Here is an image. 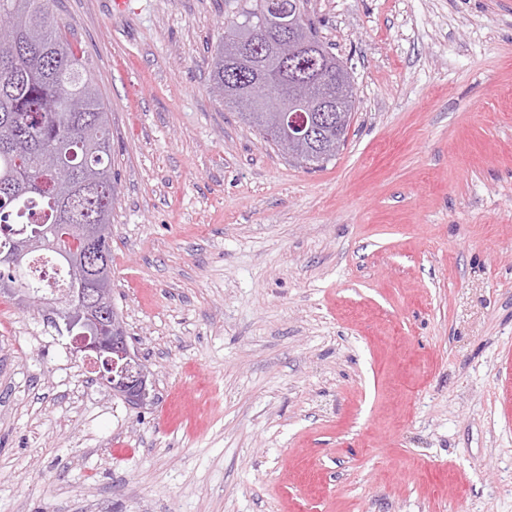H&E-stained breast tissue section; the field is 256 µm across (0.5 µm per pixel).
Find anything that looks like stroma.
Here are the masks:
<instances>
[{
    "mask_svg": "<svg viewBox=\"0 0 512 512\" xmlns=\"http://www.w3.org/2000/svg\"><path fill=\"white\" fill-rule=\"evenodd\" d=\"M249 3L55 2L156 402L0 296V512H512V0H310L356 91L314 170L211 90Z\"/></svg>",
    "mask_w": 512,
    "mask_h": 512,
    "instance_id": "35a3bbf8",
    "label": "stroma"
}]
</instances>
